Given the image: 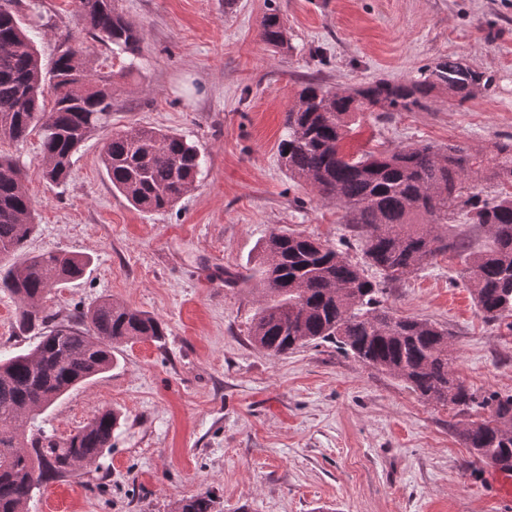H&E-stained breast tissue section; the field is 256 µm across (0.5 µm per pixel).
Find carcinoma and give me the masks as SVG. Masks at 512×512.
<instances>
[{
  "mask_svg": "<svg viewBox=\"0 0 512 512\" xmlns=\"http://www.w3.org/2000/svg\"><path fill=\"white\" fill-rule=\"evenodd\" d=\"M14 5L15 0H0V140L20 142L38 130L41 176L63 185L71 178L73 156L112 116V77L92 72L88 47L79 38L67 43L44 74L34 28L23 26ZM75 7L84 30L113 54H136L141 33L114 0H75ZM260 37L271 48L288 47V30L276 10L262 17ZM491 84V77L447 57L410 78L379 79L353 91L317 81L302 87L286 113L282 165L289 178L344 208L362 257L354 261L348 252L289 228L272 230L260 248L263 300L250 334L273 356L310 343L336 344L420 399L454 409L462 417L457 435L471 454L481 462L504 460V471L512 472V395L472 391L451 368L448 329L382 307L388 285L453 253L464 259L463 278L479 313L512 335V135L494 144L496 163L487 169L488 179L501 190L485 199L466 186L473 156L459 145L416 143L356 157L342 149L352 125L367 112L383 119L392 112L427 111L439 93L462 107ZM47 86L53 96L49 111L43 104ZM101 162L112 189L146 212L176 204L203 164L196 145L153 127L112 134ZM457 213L483 229L493 246L475 251L467 238L440 232ZM35 215L26 176L15 159L0 153V288L17 300L19 334L34 337L22 352L0 353V512H27L48 480L96 463L112 448L119 418L101 411L65 438L39 428L28 436L27 424L109 371L114 345L165 335L157 317L110 299L66 324L54 323L43 299L80 278L89 261L65 251L24 254L37 228ZM372 268L382 281L371 280ZM480 409L487 415L467 420ZM176 512H215V501L200 493L181 501Z\"/></svg>",
  "mask_w": 512,
  "mask_h": 512,
  "instance_id": "obj_1",
  "label": "carcinoma"
}]
</instances>
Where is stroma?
Wrapping results in <instances>:
<instances>
[{"instance_id":"35a3bbf8","label":"stroma","mask_w":512,"mask_h":512,"mask_svg":"<svg viewBox=\"0 0 512 512\" xmlns=\"http://www.w3.org/2000/svg\"><path fill=\"white\" fill-rule=\"evenodd\" d=\"M143 35L135 59L88 40L95 74L115 75L112 121L75 154L70 180L40 177L38 135L0 141L28 178L37 232L30 253L90 259L44 300L65 319L102 299L148 312L161 340L118 345L115 365L37 425L66 436L102 410L120 417L112 449L80 474L44 483L28 512H174L210 492L218 512H512L503 475L461 443L452 411L330 344L273 356L253 343L261 303L242 275L272 229L287 227L360 258L344 211L290 179L278 156L285 114L317 78L350 90L403 79L452 56L491 76L465 106L366 115L343 141L353 155L418 142L458 144L494 163L512 135V0H115ZM291 47L259 38L268 9ZM38 27L43 69L82 24L72 0H17ZM129 74H121L122 66ZM151 126L185 136L204 158L172 208L141 212L112 190L100 155L111 134ZM445 254L390 286L395 315L447 327L453 369L479 394H512V336L484 321ZM236 274L233 282L225 273Z\"/></svg>"}]
</instances>
